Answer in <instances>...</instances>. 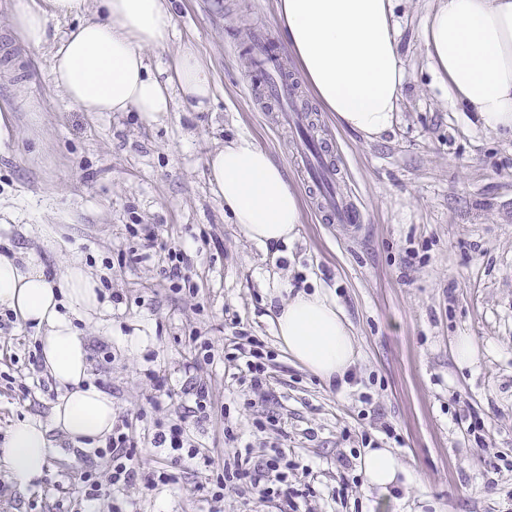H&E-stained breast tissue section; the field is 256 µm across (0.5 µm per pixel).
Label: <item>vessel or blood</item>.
<instances>
[{
	"label": "vessel or blood",
	"instance_id": "vessel-or-blood-1",
	"mask_svg": "<svg viewBox=\"0 0 512 512\" xmlns=\"http://www.w3.org/2000/svg\"><path fill=\"white\" fill-rule=\"evenodd\" d=\"M250 52L260 64L259 72L268 98L278 105L279 122L302 127L306 114L293 99L290 80L279 71L280 54L265 30L256 31ZM297 156L305 180L311 182L318 193L321 218L327 223L340 225L342 230L359 231L365 222V212L356 198L336 194V160L332 153L321 143L304 141L298 147Z\"/></svg>",
	"mask_w": 512,
	"mask_h": 512
}]
</instances>
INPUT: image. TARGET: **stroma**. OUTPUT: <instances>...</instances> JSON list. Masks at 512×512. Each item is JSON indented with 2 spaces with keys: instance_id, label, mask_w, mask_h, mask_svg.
Returning a JSON list of instances; mask_svg holds the SVG:
<instances>
[{
  "instance_id": "35a3bbf8",
  "label": "stroma",
  "mask_w": 512,
  "mask_h": 512,
  "mask_svg": "<svg viewBox=\"0 0 512 512\" xmlns=\"http://www.w3.org/2000/svg\"><path fill=\"white\" fill-rule=\"evenodd\" d=\"M430 8L431 0H394L407 85L401 122L383 141L338 128L302 90L314 138L336 154L341 190L365 211L353 234L320 218L293 157L296 132L276 125L259 97L262 78L240 31L269 28L284 46L276 0H171L177 36L149 51L151 63H168L193 41L216 90L204 110L179 102L155 115L69 103L52 86L50 47H16L0 10V106L18 129L0 152V207L16 215L0 223V246L42 250L51 269L76 258L97 277L102 306L80 328L90 376L111 394L115 419L140 411L146 428L174 421L193 406L185 389L196 381L212 405L206 422L189 427L200 456L175 466L176 483L106 484L87 501L84 459L53 431L36 487L18 490L0 474V512H279L275 500L231 495L216 504L201 489L240 449L276 444L301 464L289 484L315 489L300 512H512V136L484 131L436 86L420 38ZM29 101L40 111H27ZM240 131L301 197L290 244L258 247L209 187L207 154ZM40 224L54 226V249H43ZM145 230L156 237L149 250ZM174 246L192 257L196 295L164 275ZM277 278L334 292L356 342L345 380L328 384L280 346L270 320L282 301L271 289ZM195 329L211 339V359L189 343ZM462 336L477 347L475 364L454 356ZM233 337L244 348L264 343L274 400L253 399L225 359ZM37 344L34 330L0 319V441L17 419L47 418L57 396ZM154 371L166 375L165 390L154 388ZM270 412L276 426L259 427ZM368 448L392 449L406 468L389 491L364 488Z\"/></svg>"
}]
</instances>
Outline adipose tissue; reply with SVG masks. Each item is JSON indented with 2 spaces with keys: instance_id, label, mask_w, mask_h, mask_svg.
Masks as SVG:
<instances>
[{
  "instance_id": "ef3b65f1",
  "label": "adipose tissue",
  "mask_w": 512,
  "mask_h": 512,
  "mask_svg": "<svg viewBox=\"0 0 512 512\" xmlns=\"http://www.w3.org/2000/svg\"><path fill=\"white\" fill-rule=\"evenodd\" d=\"M13 33L30 49L51 46L54 86L85 112L171 111L175 101L204 109L214 84L194 43L153 71L148 50L175 37L167 0H0ZM288 50L325 111L368 142L394 132L407 73L393 0H277ZM74 20L57 44L52 25ZM428 65L444 97L474 113L487 131L512 132V0H434L422 30ZM208 183L235 223L261 248L292 242L301 201L283 168L246 132L206 158ZM99 283L77 260L48 270L33 250L0 252V310L40 338L43 369L59 396L49 419L12 423L0 444V473L17 488L37 485L47 468L49 433L84 448L112 432L111 395L88 373L78 314L97 312ZM284 349L327 381L343 378L356 355L350 325L325 287L301 290L273 310ZM365 489L388 490L405 471L388 448L366 449Z\"/></svg>"
}]
</instances>
